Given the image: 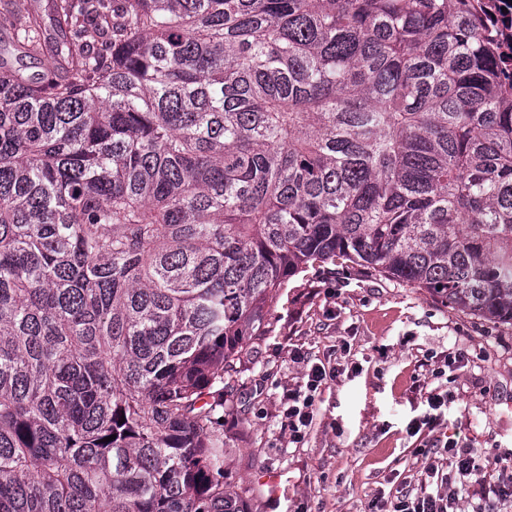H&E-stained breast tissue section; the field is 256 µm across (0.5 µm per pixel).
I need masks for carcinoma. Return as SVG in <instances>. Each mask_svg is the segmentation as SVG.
<instances>
[{"mask_svg":"<svg viewBox=\"0 0 512 512\" xmlns=\"http://www.w3.org/2000/svg\"><path fill=\"white\" fill-rule=\"evenodd\" d=\"M0 25V512H247L224 389L317 262L512 322V80L474 0Z\"/></svg>","mask_w":512,"mask_h":512,"instance_id":"carcinoma-1","label":"carcinoma"}]
</instances>
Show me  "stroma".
Here are the masks:
<instances>
[{"mask_svg": "<svg viewBox=\"0 0 512 512\" xmlns=\"http://www.w3.org/2000/svg\"><path fill=\"white\" fill-rule=\"evenodd\" d=\"M271 328L224 392L226 469L248 512H375L379 495L415 493L449 436L474 455L512 458V325L475 318L424 290L329 261L289 279L270 308ZM301 351L304 362L293 358ZM460 356L445 376L432 371ZM333 376L316 393L301 442L281 400L305 385L308 364ZM451 399L432 428L411 435L424 394ZM275 475V486L262 477Z\"/></svg>", "mask_w": 512, "mask_h": 512, "instance_id": "1", "label": "stroma"}]
</instances>
